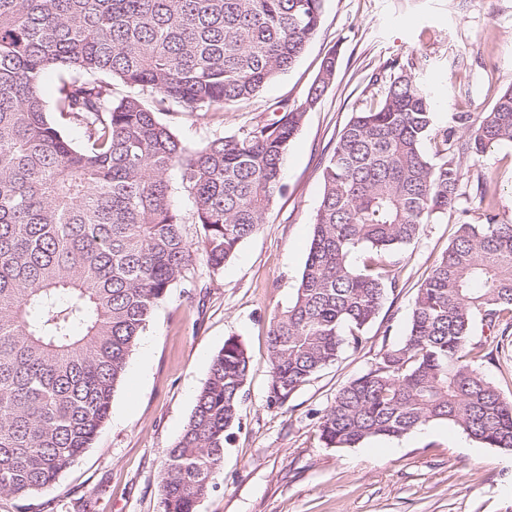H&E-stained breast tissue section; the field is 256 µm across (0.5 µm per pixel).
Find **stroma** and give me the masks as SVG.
<instances>
[{
  "instance_id": "stroma-1",
  "label": "stroma",
  "mask_w": 512,
  "mask_h": 512,
  "mask_svg": "<svg viewBox=\"0 0 512 512\" xmlns=\"http://www.w3.org/2000/svg\"><path fill=\"white\" fill-rule=\"evenodd\" d=\"M338 66L321 103L307 112L283 166L287 193L223 269L198 260L192 294L170 289L133 348L112 411L92 448L48 493L50 512H157L166 448L181 436L214 356L230 337L250 357L241 427L224 450L215 488L197 512H512V454L431 422L398 439L355 448L323 447L316 422L337 390L365 371L383 345L405 336L417 289L446 251L455 220L423 225L393 255L397 286L364 335L280 408L267 405V332L300 282L322 193V168L338 132L369 103V78L383 62H414L433 89L435 120L480 112L512 84V0H324L315 37L287 73L246 103L221 112L163 114L197 145L274 117L278 103L302 99L324 57ZM493 172L499 211L512 218V143L472 162L468 177ZM497 350L484 375L512 398V335L475 327Z\"/></svg>"
}]
</instances>
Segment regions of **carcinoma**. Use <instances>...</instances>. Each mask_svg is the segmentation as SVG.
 Listing matches in <instances>:
<instances>
[{
	"mask_svg": "<svg viewBox=\"0 0 512 512\" xmlns=\"http://www.w3.org/2000/svg\"><path fill=\"white\" fill-rule=\"evenodd\" d=\"M323 0H0V495L39 496L90 448L129 355L198 256L219 270L265 223L305 113L335 78L330 52L299 103L233 136L181 140L164 112L243 104L288 72L316 35ZM390 71L382 85L381 73ZM57 79L53 103L46 75ZM119 82L126 92H114ZM323 169L299 287L268 329L267 403L358 349L396 288L386 255L456 215L451 244L417 290L406 335L341 387L316 424L325 448L398 438L433 421L512 451V401L481 367L475 320L512 328V221L492 175L469 163L512 143V85L478 117L435 122L414 64L387 62ZM83 129L75 143L64 131ZM192 202L185 233L170 172ZM474 201L482 223L467 220ZM250 368L236 338L212 360L193 412L165 450L158 512H197L241 427Z\"/></svg>",
	"mask_w": 512,
	"mask_h": 512,
	"instance_id": "cac0c4a2",
	"label": "carcinoma"
}]
</instances>
